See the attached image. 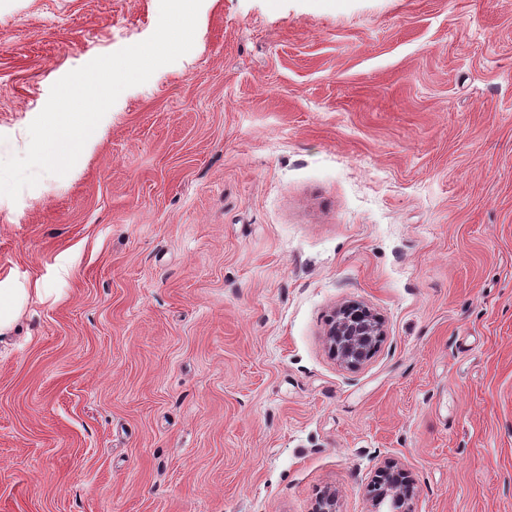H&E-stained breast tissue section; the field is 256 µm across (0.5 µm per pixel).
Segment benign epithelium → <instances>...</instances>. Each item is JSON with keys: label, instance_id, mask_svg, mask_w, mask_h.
Listing matches in <instances>:
<instances>
[{"label": "benign epithelium", "instance_id": "1", "mask_svg": "<svg viewBox=\"0 0 512 512\" xmlns=\"http://www.w3.org/2000/svg\"><path fill=\"white\" fill-rule=\"evenodd\" d=\"M328 336L332 353L342 363L354 368L370 357L365 345L378 344L382 332L376 316L369 309L352 305L340 311ZM413 494L410 476L389 463L380 470L369 512H413Z\"/></svg>", "mask_w": 512, "mask_h": 512}]
</instances>
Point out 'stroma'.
<instances>
[{"label": "stroma", "mask_w": 512, "mask_h": 512, "mask_svg": "<svg viewBox=\"0 0 512 512\" xmlns=\"http://www.w3.org/2000/svg\"><path fill=\"white\" fill-rule=\"evenodd\" d=\"M159 0H0V160ZM0 512H512V0H203L0 196ZM383 336L350 368L334 312ZM369 512H413V482L410 476L394 464L379 471ZM383 509V510H382Z\"/></svg>", "instance_id": "35a3bbf8"}]
</instances>
